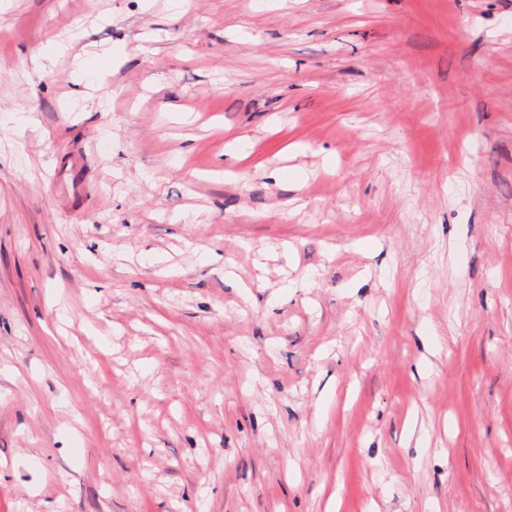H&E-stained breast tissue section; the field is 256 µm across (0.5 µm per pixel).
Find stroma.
I'll return each instance as SVG.
<instances>
[{"label":"stroma","instance_id":"stroma-1","mask_svg":"<svg viewBox=\"0 0 512 512\" xmlns=\"http://www.w3.org/2000/svg\"><path fill=\"white\" fill-rule=\"evenodd\" d=\"M0 512H512V0H10Z\"/></svg>","mask_w":512,"mask_h":512}]
</instances>
